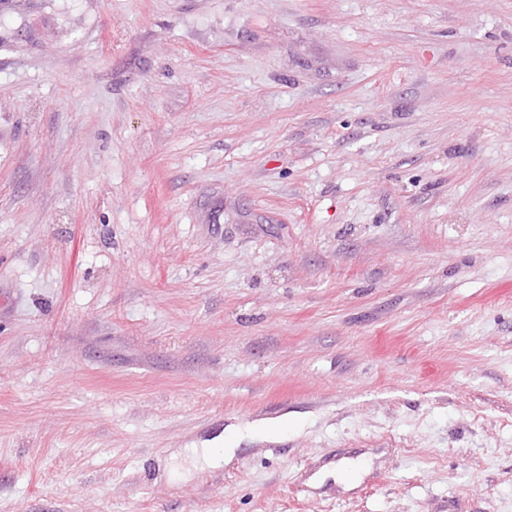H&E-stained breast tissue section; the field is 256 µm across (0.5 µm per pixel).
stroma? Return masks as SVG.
<instances>
[{"label":"stroma","instance_id":"1","mask_svg":"<svg viewBox=\"0 0 512 512\" xmlns=\"http://www.w3.org/2000/svg\"><path fill=\"white\" fill-rule=\"evenodd\" d=\"M0 512H512V0H0ZM369 465L363 459L348 460L335 473L336 481L345 489L353 488L356 482L368 472Z\"/></svg>","mask_w":512,"mask_h":512}]
</instances>
